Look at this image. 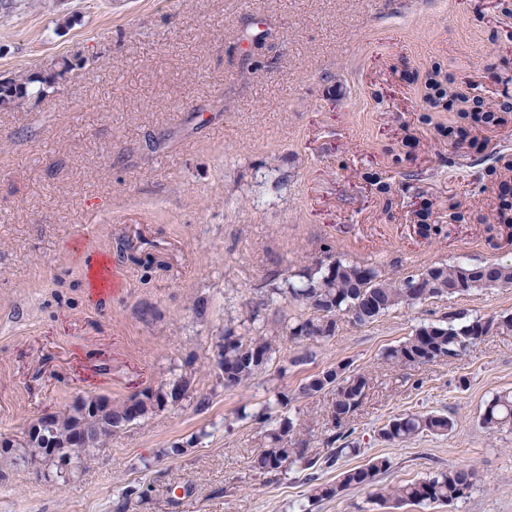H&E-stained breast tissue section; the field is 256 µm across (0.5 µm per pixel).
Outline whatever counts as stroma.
Listing matches in <instances>:
<instances>
[{"instance_id": "obj_1", "label": "stroma", "mask_w": 512, "mask_h": 512, "mask_svg": "<svg viewBox=\"0 0 512 512\" xmlns=\"http://www.w3.org/2000/svg\"><path fill=\"white\" fill-rule=\"evenodd\" d=\"M437 63L485 105L512 100V19L489 0H0V81L57 73L48 95L0 109V435L22 441L79 398L119 402L183 369L190 381L67 483L0 467V512H117L132 481L150 497L124 512H512V429L480 423L512 390V334L450 363L382 357L451 310L512 314V287L403 305L365 326L344 317L326 341L284 335L285 375L271 366L228 388L216 376L225 331L246 335L254 312L266 330L298 313L284 299L258 306L261 289L326 254L389 279L512 262V228L493 244L485 233L512 181V121L437 141L434 124L458 120L456 107L423 100ZM371 171L389 197L371 193ZM452 201L467 223L447 224ZM426 203L447 235L416 236ZM103 259L123 288L91 287L86 271ZM339 362L372 378L352 439L389 459L379 487L469 465L479 481L466 499H315V483L361 464L354 455L315 483L256 468L267 441L252 416L283 394L298 440L326 455L332 395L298 387ZM429 411L454 416V430L403 444L378 435L393 416Z\"/></svg>"}]
</instances>
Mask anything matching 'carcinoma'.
<instances>
[{
  "label": "carcinoma",
  "instance_id": "obj_1",
  "mask_svg": "<svg viewBox=\"0 0 512 512\" xmlns=\"http://www.w3.org/2000/svg\"><path fill=\"white\" fill-rule=\"evenodd\" d=\"M55 75L21 78L0 83V107L10 105L36 92L46 94ZM449 86L435 70L425 85L424 100L434 106L448 99ZM460 119L497 127L504 122L500 113L475 99L462 98ZM431 208L420 213L421 235L429 239L442 233L439 224H430ZM328 262L320 263L315 271H306L299 279L288 281L285 288H271L260 304L275 302L280 297L313 310L305 320H297L281 327V332L293 338L328 340L336 335L339 319L347 315L356 325L376 321L394 308L422 303L429 299H455L467 296L476 289L512 286V263L476 262L455 265L433 264L417 274L399 280H388L371 264H358L342 257L327 256ZM491 330L512 333V315L500 318L467 317L451 312L446 320L423 324L415 332L387 348L385 360L396 367H415L437 361H451L460 357L469 346L475 344ZM279 351L275 335L237 336L224 334V342L218 346L217 367L224 386L242 384L257 372L276 360ZM370 388L369 377L351 368L348 362L338 363L310 377L300 387V394L312 397L326 390L334 394L329 415L354 416L363 404ZM188 380L181 377L156 389H147L126 400L114 404L98 397L93 400L80 398L63 412L41 417L42 432L28 434L22 447L4 448L0 457L38 465L44 475L55 477L63 483L70 474L59 468L60 459L78 453L86 457L97 455L112 434L126 425L146 419L155 410L171 401L177 393H187ZM260 424L276 422L277 427L269 434L270 444L256 460V467L266 472L283 474L295 466L310 469L316 465L306 449L287 448L284 441L293 438L294 422L281 413L275 414L265 407L253 415ZM483 428L493 431L512 426V391L495 395L486 405L481 417ZM455 427V418L445 413L402 414L389 420L381 429L380 437L388 442L403 443L428 432L446 434ZM353 430L348 422L337 421L327 428L326 443L333 452L325 459L332 467L337 459L347 453L358 455L360 449L351 440ZM390 468L384 457H373L365 464L348 468L340 473L334 485H319L313 497L330 498L348 489H372L378 476ZM477 473L469 467H452L439 470L422 479L399 484L376 493L382 500H390L400 507L405 504L438 503L450 505L468 496L474 488ZM149 486L131 482L122 490L124 504L132 499L139 501L148 496Z\"/></svg>",
  "mask_w": 512,
  "mask_h": 512
}]
</instances>
